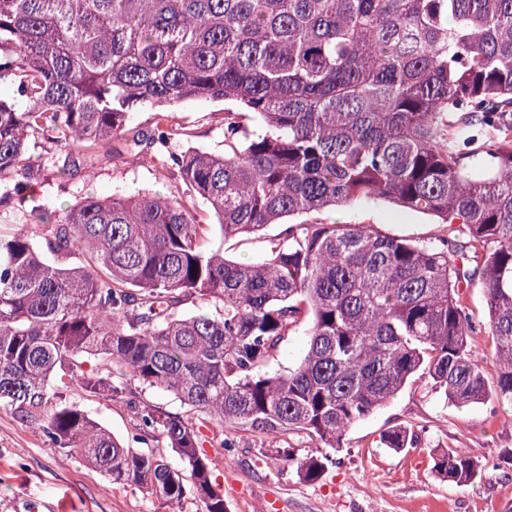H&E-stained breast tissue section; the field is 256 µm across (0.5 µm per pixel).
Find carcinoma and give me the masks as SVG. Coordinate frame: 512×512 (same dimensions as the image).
Segmentation results:
<instances>
[{
  "label": "carcinoma",
  "mask_w": 512,
  "mask_h": 512,
  "mask_svg": "<svg viewBox=\"0 0 512 512\" xmlns=\"http://www.w3.org/2000/svg\"><path fill=\"white\" fill-rule=\"evenodd\" d=\"M2 80L25 105L0 99V202L32 196L36 137L67 159L62 178L87 147L149 146L176 188L87 196L0 231V411L53 447L171 512L190 493L227 512L212 480L226 428L305 432L316 451L283 455L313 483L349 428L412 382L454 404L512 402V0H0ZM192 100L236 102L258 128L226 112L224 153L164 152L178 132L163 107ZM143 109L151 130L132 125ZM361 199L457 223L465 241L287 222ZM270 224L284 228L253 264L207 244ZM476 278L484 326L464 303ZM302 323L301 359L269 372ZM126 378L186 407L138 412L180 466L124 447L73 398L116 397ZM480 468L464 448L433 454L450 483Z\"/></svg>",
  "instance_id": "carcinoma-1"
}]
</instances>
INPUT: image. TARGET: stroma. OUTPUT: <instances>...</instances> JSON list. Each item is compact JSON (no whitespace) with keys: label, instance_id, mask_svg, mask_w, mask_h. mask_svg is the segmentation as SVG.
I'll return each instance as SVG.
<instances>
[{"label":"stroma","instance_id":"1","mask_svg":"<svg viewBox=\"0 0 512 512\" xmlns=\"http://www.w3.org/2000/svg\"><path fill=\"white\" fill-rule=\"evenodd\" d=\"M231 102L187 101L170 107L172 124L184 137L171 140L170 151L190 147L220 154L224 151V115L236 111ZM44 175L25 208L0 204V225L33 223L42 209L60 210L82 198L115 194L165 193L166 171L145 156H125L103 163L94 149L86 150L83 170L62 179L57 158L48 146L28 151ZM297 224H369L376 231L435 243L455 234L437 218L404 210L383 200H364L319 213L294 216ZM280 225L264 231L222 238L211 235V248L242 262L265 259ZM179 412L174 397L129 382L123 396L82 399L89 416L135 452L153 451L176 463L165 441L139 440V420L133 403ZM402 426L416 433L414 446L395 451L381 438ZM234 456L218 467L213 479L224 489L229 512H512V469L495 467L503 449L512 448V403L454 405L421 382L410 384L389 403L357 423L321 480L299 479L294 466L278 457L277 449L298 455L314 449L300 432L276 435L260 430L230 431ZM439 448H466L483 464L479 477L456 485L438 478L431 455ZM63 504L67 512H165L161 502L141 492L109 483L81 457L52 447L38 429L0 411V512H29L30 505Z\"/></svg>","mask_w":512,"mask_h":512}]
</instances>
